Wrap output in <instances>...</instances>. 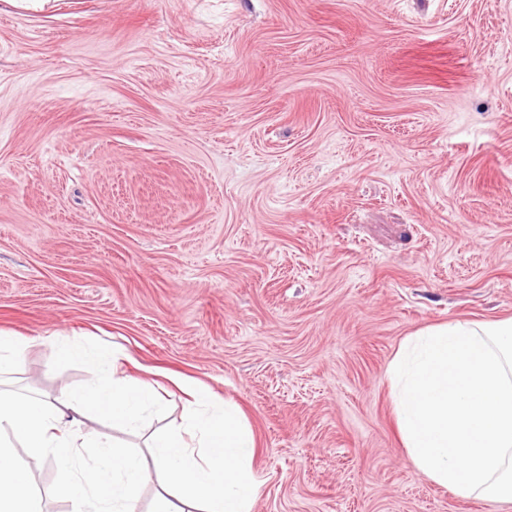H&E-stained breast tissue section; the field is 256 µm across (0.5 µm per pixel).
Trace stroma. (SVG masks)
Returning a JSON list of instances; mask_svg holds the SVG:
<instances>
[{"instance_id":"35a3bbf8","label":"stroma","mask_w":512,"mask_h":512,"mask_svg":"<svg viewBox=\"0 0 512 512\" xmlns=\"http://www.w3.org/2000/svg\"><path fill=\"white\" fill-rule=\"evenodd\" d=\"M512 318V0H52L0 8V388L47 401L113 348L161 420L235 404L253 512H512L414 466L389 366ZM43 512H70L58 460ZM20 342L9 335L1 334L0 336V373L7 371L18 362L21 353Z\"/></svg>"}]
</instances>
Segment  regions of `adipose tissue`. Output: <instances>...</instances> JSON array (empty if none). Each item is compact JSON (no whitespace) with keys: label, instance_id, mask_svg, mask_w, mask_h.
I'll use <instances>...</instances> for the list:
<instances>
[{"label":"adipose tissue","instance_id":"ef3b65f1","mask_svg":"<svg viewBox=\"0 0 512 512\" xmlns=\"http://www.w3.org/2000/svg\"><path fill=\"white\" fill-rule=\"evenodd\" d=\"M179 386L189 398L187 425L157 434L149 445L165 479L152 512H252L262 484L253 465V435L236 408L214 401L208 388L184 380ZM155 404L150 382L118 372L111 382L95 381L80 394L61 397L54 409L43 399L0 390V512H40L15 450L45 449L55 458H70L81 430L62 427L64 411L94 413L132 430ZM143 479L140 456L115 446L103 452L86 482L64 467L59 485L71 491L73 512H136Z\"/></svg>","mask_w":512,"mask_h":512}]
</instances>
